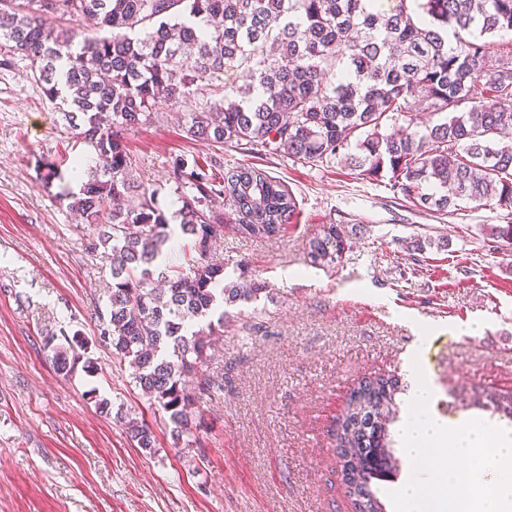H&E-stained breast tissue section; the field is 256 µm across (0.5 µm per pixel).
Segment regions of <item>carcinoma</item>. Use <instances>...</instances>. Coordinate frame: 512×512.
Returning a JSON list of instances; mask_svg holds the SVG:
<instances>
[{
  "label": "carcinoma",
  "mask_w": 512,
  "mask_h": 512,
  "mask_svg": "<svg viewBox=\"0 0 512 512\" xmlns=\"http://www.w3.org/2000/svg\"><path fill=\"white\" fill-rule=\"evenodd\" d=\"M0 0V66L26 62L73 137L93 149L76 192L62 199L99 228L88 249L112 267L99 340L133 369V382L171 435L200 441L207 427L199 404L224 392V378L204 373L224 333L221 305L259 296L264 285L224 282V265L206 255L224 223L241 236L271 239L293 223L291 189L253 166L216 174L213 159L171 161L181 207L174 218L196 256L176 270L156 264L175 234L157 205L160 189L132 179L125 134L150 116L157 100L173 105L194 93L225 88L239 71L251 78L238 100L223 97L186 114L190 139L213 151L230 145L320 166L337 157L416 207L446 211L463 202L512 210V48L493 37L512 31V0ZM97 19L103 34L78 38L62 28L72 17ZM418 105L438 123L414 128ZM461 105L464 112L457 111ZM404 122L397 132L389 124ZM355 145L358 153L341 154ZM50 188L61 162L36 159ZM336 225L309 241L314 267L341 259ZM52 348L57 373L83 364L87 341L62 333ZM399 387L392 376L365 380L349 394L335 437L346 493L356 512H387L373 482L395 474ZM485 405L512 420V397L482 391ZM132 442L156 447L153 429L127 421Z\"/></svg>",
  "instance_id": "obj_1"
}]
</instances>
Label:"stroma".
I'll return each mask as SVG.
<instances>
[{
    "label": "stroma",
    "instance_id": "35a3bbf8",
    "mask_svg": "<svg viewBox=\"0 0 512 512\" xmlns=\"http://www.w3.org/2000/svg\"><path fill=\"white\" fill-rule=\"evenodd\" d=\"M202 106L198 96L157 102L127 138L133 175L161 186L162 211L175 204L172 158L209 154L181 129V115ZM91 153L23 63L0 68V512H351L333 424L361 379L390 374L407 386L423 331L455 340L425 364L434 413L512 432L474 402L485 389L512 394V244L492 234L506 211L422 210L340 161L310 166L228 146L224 166L283 181L299 215L272 240L225 229L212 250L227 280L267 290L227 307L208 364L224 392L200 408L201 443L173 447L167 416L97 338L112 273L87 248L95 226L59 200L62 183L48 189L36 177L39 156ZM326 224L344 251L336 266L315 268L308 242ZM474 322L480 335L456 336ZM62 330L88 338L94 374H57L45 341ZM128 417L146 419L156 448L134 446Z\"/></svg>",
    "mask_w": 512,
    "mask_h": 512
}]
</instances>
